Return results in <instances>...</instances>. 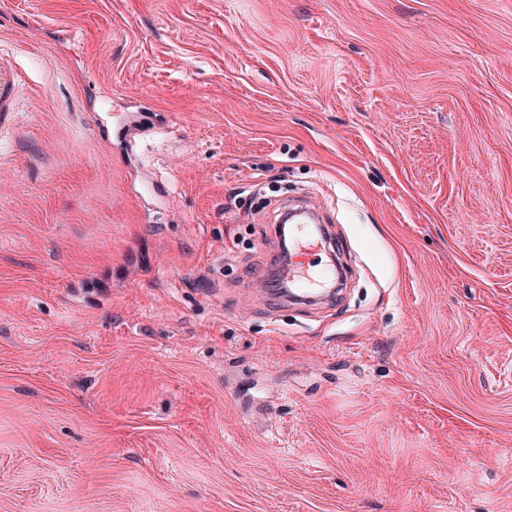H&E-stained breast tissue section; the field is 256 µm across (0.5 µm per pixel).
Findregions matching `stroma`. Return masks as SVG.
<instances>
[{
  "instance_id": "1",
  "label": "stroma",
  "mask_w": 512,
  "mask_h": 512,
  "mask_svg": "<svg viewBox=\"0 0 512 512\" xmlns=\"http://www.w3.org/2000/svg\"><path fill=\"white\" fill-rule=\"evenodd\" d=\"M0 50V512H512V0H0ZM21 91V78L12 65L0 55V124L13 119L16 100ZM298 262L300 264L298 272L293 276L295 286L301 288L306 294L319 289L316 288L320 282L319 272L303 259H300Z\"/></svg>"
}]
</instances>
